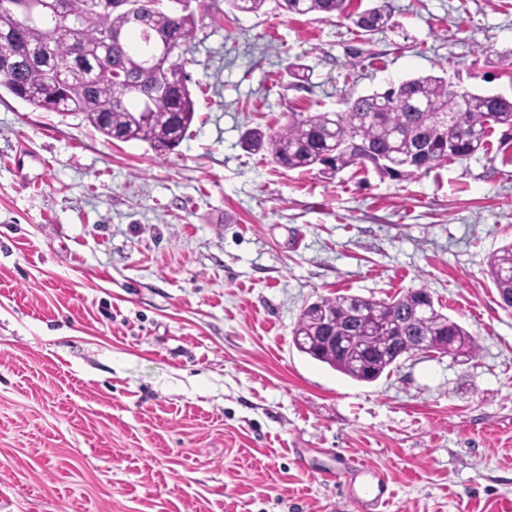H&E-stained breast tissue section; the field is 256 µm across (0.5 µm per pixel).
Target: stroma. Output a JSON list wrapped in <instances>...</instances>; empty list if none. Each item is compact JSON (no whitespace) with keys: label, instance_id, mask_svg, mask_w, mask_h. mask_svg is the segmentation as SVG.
I'll return each instance as SVG.
<instances>
[{"label":"stroma","instance_id":"35a3bbf8","mask_svg":"<svg viewBox=\"0 0 512 512\" xmlns=\"http://www.w3.org/2000/svg\"><path fill=\"white\" fill-rule=\"evenodd\" d=\"M393 28L228 10L191 42L174 150L106 139L0 92V512H382L512 503V142L406 180L329 178L245 150L250 129L436 74L512 99V0H351ZM303 68L309 82L291 71ZM425 287L475 358L358 382L299 352L302 310ZM488 267V274L498 290L503 308L512 309V243L494 253ZM349 472L353 477L345 483L346 494L364 512H378L388 499V480L380 470L350 460ZM360 478L359 482L356 479Z\"/></svg>","mask_w":512,"mask_h":512}]
</instances>
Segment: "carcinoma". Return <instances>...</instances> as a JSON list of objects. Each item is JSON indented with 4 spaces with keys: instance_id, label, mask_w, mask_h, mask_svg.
Segmentation results:
<instances>
[{
    "instance_id": "obj_1",
    "label": "carcinoma",
    "mask_w": 512,
    "mask_h": 512,
    "mask_svg": "<svg viewBox=\"0 0 512 512\" xmlns=\"http://www.w3.org/2000/svg\"><path fill=\"white\" fill-rule=\"evenodd\" d=\"M19 13L0 9V89L31 107L61 115H75L108 139L139 141L156 153L170 151L188 131L195 108L184 72L188 44L198 17L208 14V0H194L193 9L181 0H167L170 9L159 17L152 35L128 24L125 13L92 10L88 0H62L63 15L46 14L40 0H18ZM231 10L258 13L269 0H226ZM283 15L319 14L351 23L359 36L389 25L390 13L377 8L350 12L346 0H274ZM122 31L112 45L111 59H100L99 39L109 29ZM181 42L167 59L165 86L152 84V67L159 48L172 35ZM467 101L469 111L454 118L455 99ZM512 128V100L456 88L435 75L405 79L382 93L347 101L339 112H294L288 123L264 134L249 132L245 144L265 149L277 165L290 170L314 169L335 176L349 167L372 168L383 176L407 179L450 160H463L485 147L497 126ZM488 274L503 308L512 309V243L494 253ZM424 287L410 288L381 302L389 323L399 335L445 336L447 355L471 357L477 340L459 322L430 306L423 318L414 316ZM348 295L320 300L336 314V332L353 336L373 350L377 360L360 363L354 351H338L322 344V318L307 307L292 335L306 338L300 351L359 382H373L396 364L397 335L370 321L349 319Z\"/></svg>"
}]
</instances>
